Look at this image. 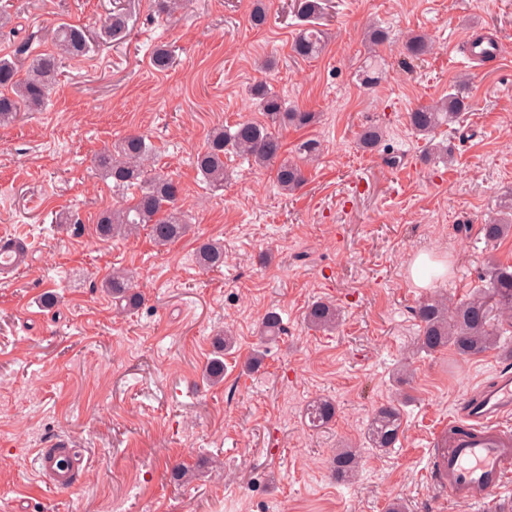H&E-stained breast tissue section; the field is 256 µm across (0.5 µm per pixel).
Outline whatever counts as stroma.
Segmentation results:
<instances>
[{
    "label": "stroma",
    "instance_id": "1",
    "mask_svg": "<svg viewBox=\"0 0 512 512\" xmlns=\"http://www.w3.org/2000/svg\"><path fill=\"white\" fill-rule=\"evenodd\" d=\"M254 0H187L171 17L152 0H0L12 16L0 56L31 33L82 28L94 53L67 61L41 111L0 126V233L26 239L30 264L0 280V512H499L512 487L462 506L427 481L430 450L456 407L491 381L512 352L462 357L412 354L413 310L423 298H467L484 287L489 260L512 263V236L487 246L482 226L512 196V0H326L324 52L291 51L301 20L289 0H265L268 21L251 24ZM123 12L128 33L100 27ZM388 32L382 80L363 86L364 30ZM433 49L414 72L399 65L408 35ZM501 39L498 65L477 68L467 40ZM173 62L155 69V46ZM469 77L472 108L438 132L451 159L425 156L407 114ZM266 82L288 106L317 113L281 129L285 156L304 141L318 160L291 195L270 171L228 154L229 178L210 188L195 158L213 127L262 121L250 87ZM382 128L362 150L363 126ZM147 136L151 169L171 175L191 232L158 246L148 231L124 240L95 234L100 213L121 205L94 165L123 136ZM69 213L74 227L57 222ZM467 223L466 233L457 224ZM224 243V266L198 267V240ZM448 266L429 288L408 265L418 253ZM131 271L145 297L117 314L99 286L112 268ZM58 301L46 307L43 293ZM336 304L335 331L311 328L308 305ZM279 308L287 333L266 346L258 371L245 361L260 317ZM232 327L235 350L223 382L202 379L212 341ZM408 394L396 447H368L372 410ZM332 398L336 416L312 430L305 405ZM65 439L82 449L80 482L66 492L36 484L34 451ZM359 451L356 476L337 480L329 461ZM187 467L185 478L171 472Z\"/></svg>",
    "mask_w": 512,
    "mask_h": 512
}]
</instances>
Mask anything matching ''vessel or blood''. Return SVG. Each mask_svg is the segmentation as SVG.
Wrapping results in <instances>:
<instances>
[{"mask_svg":"<svg viewBox=\"0 0 512 512\" xmlns=\"http://www.w3.org/2000/svg\"><path fill=\"white\" fill-rule=\"evenodd\" d=\"M504 46L499 40L469 45L471 61H500ZM9 254L0 255V276L22 269L29 258L25 240L13 238ZM64 441L36 449L41 483L67 490L78 479V470L62 465ZM430 480L450 499L462 504L481 503L512 486V372L500 370L495 380L476 397L465 400L458 417L448 425L440 448L434 449Z\"/></svg>","mask_w":512,"mask_h":512,"instance_id":"1","label":"vessel or blood"}]
</instances>
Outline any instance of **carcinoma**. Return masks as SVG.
Returning <instances> with one entry per match:
<instances>
[{
	"label": "carcinoma",
	"mask_w": 512,
	"mask_h": 512,
	"mask_svg": "<svg viewBox=\"0 0 512 512\" xmlns=\"http://www.w3.org/2000/svg\"><path fill=\"white\" fill-rule=\"evenodd\" d=\"M297 16L306 23L292 43L293 53L302 59L318 56L324 48V33L316 27L315 20L325 10L324 0H295ZM128 29V19L123 13H114L104 22L102 38L123 37ZM386 32L370 26L366 31L369 57L358 70L361 84L372 86L381 78V64L376 47L385 43ZM432 50L430 38L412 34L405 42V55L401 67L411 71L415 62ZM93 51L84 31L75 25L61 22L54 29L53 47L47 52L33 48V37H28L17 52L32 55L26 70L19 69L15 58L0 57V126L7 125L20 116V112L39 111L45 104L50 87L64 59L86 56ZM152 65L163 71L172 64V56L164 46L156 47L151 55ZM252 99L265 121H242L229 130L222 126L213 128L204 151L196 157V167L206 183L214 188L224 185V154L232 152L258 168L274 171L279 188L292 193L304 181L300 164L283 157V144L279 129L292 125L306 127L316 120L314 112L288 109L285 101L267 84L259 82L251 89ZM469 83L461 79L448 96L420 106L408 113L411 128L422 136H436L437 131L457 121L469 109ZM383 131L376 125L364 127L358 135L362 149H377ZM152 153V145L144 135L128 134L118 140L112 150L98 155L96 166L102 177L112 180L118 188L138 187V192L124 206L101 212L96 234L102 239L128 238L145 227L158 246H165L185 237L191 225L184 212L177 206L181 194L179 183L160 174H150L145 161ZM485 240L491 244L512 234V197L501 202L500 217L483 225ZM196 262L204 270L224 266V245L212 239L199 243ZM112 296V302L121 312L137 309L142 302L140 292L133 285V276L126 269H115L101 282ZM419 322L416 352L432 355L448 348L460 356H474L498 348L500 326L512 320V266L493 262L487 269L486 286L468 299L457 302L443 296L424 298L415 310ZM307 324L318 330L331 331L339 322L337 308L326 302L312 304L306 312ZM286 333L280 313L268 309L259 326L260 344H265ZM235 338L224 330L214 338V356L205 368L206 378L213 384L224 379V354L233 349ZM336 415V405L327 398L312 401L305 416L312 427H322ZM403 414L401 403H388L374 409L367 435L373 448H391L402 434ZM336 477L351 478L358 466V455L352 448H340L331 459Z\"/></svg>",
	"instance_id": "carcinoma-1"
}]
</instances>
